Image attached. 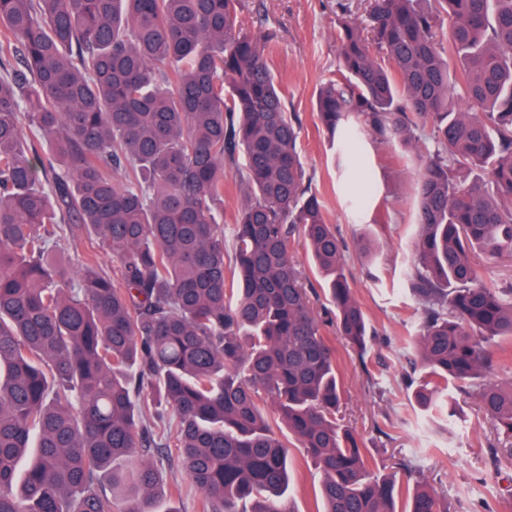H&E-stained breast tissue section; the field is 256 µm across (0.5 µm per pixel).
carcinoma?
Wrapping results in <instances>:
<instances>
[{
  "instance_id": "1",
  "label": "carcinoma",
  "mask_w": 512,
  "mask_h": 512,
  "mask_svg": "<svg viewBox=\"0 0 512 512\" xmlns=\"http://www.w3.org/2000/svg\"><path fill=\"white\" fill-rule=\"evenodd\" d=\"M241 9L0 0V512H116L117 491L123 512H159L175 461L204 512H285L294 441L322 474V512H446L412 470L372 474L337 418L336 348L292 238L362 358L369 326L306 183L276 34L242 31ZM369 20V38L340 26L318 120L345 156L413 151L417 400L469 386L512 444V384L485 382L489 344L512 342V287L473 260L512 257V0H370ZM241 202V194L234 177L228 176L224 179V214L217 213V219L220 224H224V245L228 253L232 251V223L231 215ZM291 251L293 252L295 258H296V261L298 262L300 268L307 274L310 276V278L313 280V282L315 283L314 280H318L320 281V278L317 276V275H314L312 270H311V266H310V260H309V256H308V253L306 251V249L302 246V243L300 242V240H298V238L296 237L294 241L291 242ZM316 287H317V290L320 294V297L319 299H317L315 296L314 298L312 299L315 303V309L319 315V317L325 321L327 320L328 316L325 314V307L327 308H331L330 305L327 304V302L325 301L323 295H322V292L320 291V288L319 286L315 283Z\"/></svg>"
}]
</instances>
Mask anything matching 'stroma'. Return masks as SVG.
<instances>
[{
	"label": "stroma",
	"mask_w": 512,
	"mask_h": 512,
	"mask_svg": "<svg viewBox=\"0 0 512 512\" xmlns=\"http://www.w3.org/2000/svg\"><path fill=\"white\" fill-rule=\"evenodd\" d=\"M342 20L368 29L365 0H246L239 14L243 31L277 35L271 63L288 91V110L301 120L299 153L306 177L348 246L346 274L371 327L363 358L334 325L324 327L343 378V423L367 448L377 475L391 474L396 460L405 459L447 512H512V457L495 454V428L473 393L449 383L446 417L415 399L425 372L406 358V340L415 335L419 314L407 280L416 227L401 147L369 144L350 158L356 175L370 171L372 193L363 219H355L347 206L362 184L340 177L336 148L314 108L317 89L338 69L336 33ZM289 471L283 507L316 512L319 470L295 447Z\"/></svg>",
	"instance_id": "1"
}]
</instances>
